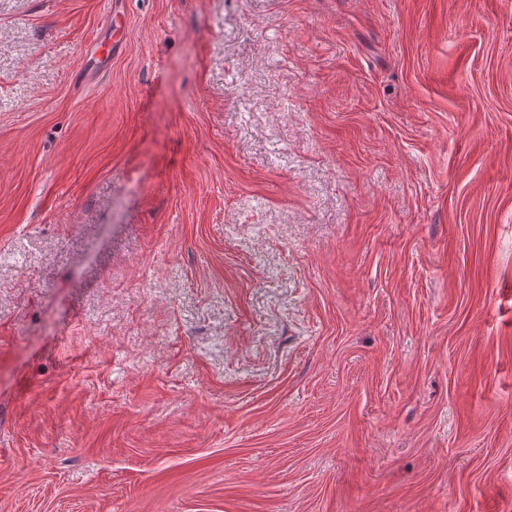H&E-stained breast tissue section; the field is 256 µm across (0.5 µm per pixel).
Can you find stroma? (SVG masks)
I'll use <instances>...</instances> for the list:
<instances>
[{
  "mask_svg": "<svg viewBox=\"0 0 512 512\" xmlns=\"http://www.w3.org/2000/svg\"><path fill=\"white\" fill-rule=\"evenodd\" d=\"M0 512H512V0H0Z\"/></svg>",
  "mask_w": 512,
  "mask_h": 512,
  "instance_id": "35a3bbf8",
  "label": "stroma"
}]
</instances>
